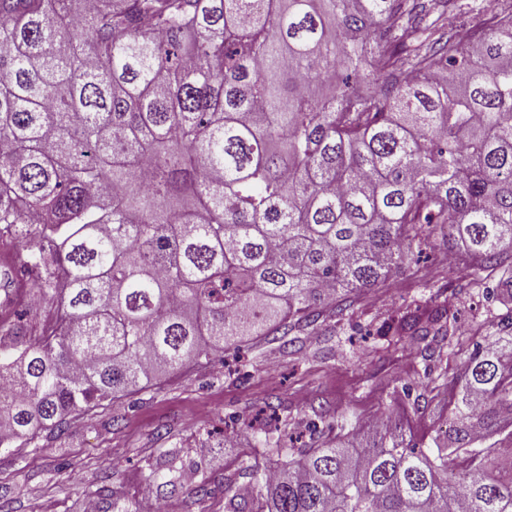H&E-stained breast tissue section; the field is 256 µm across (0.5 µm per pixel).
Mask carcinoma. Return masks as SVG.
<instances>
[{"label":"carcinoma","mask_w":512,"mask_h":512,"mask_svg":"<svg viewBox=\"0 0 512 512\" xmlns=\"http://www.w3.org/2000/svg\"><path fill=\"white\" fill-rule=\"evenodd\" d=\"M431 9L0 0V241L37 299L0 328V451L321 303L343 316L426 224L512 274V4L490 34ZM455 319L397 330L442 349ZM434 389L428 444L389 417L305 448L265 432L276 466L245 465L224 512H512V334Z\"/></svg>","instance_id":"carcinoma-1"}]
</instances>
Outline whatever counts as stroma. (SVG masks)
I'll use <instances>...</instances> for the list:
<instances>
[{
    "instance_id": "1",
    "label": "stroma",
    "mask_w": 512,
    "mask_h": 512,
    "mask_svg": "<svg viewBox=\"0 0 512 512\" xmlns=\"http://www.w3.org/2000/svg\"><path fill=\"white\" fill-rule=\"evenodd\" d=\"M485 0H457L438 26L489 31ZM465 255L449 261L430 243L391 284L372 289L341 319L320 318L296 334L295 352L280 342L245 338L219 362L166 374L147 389L70 418L64 432L40 431L31 443L0 452V512H83L87 494L110 487L135 512H224V491L243 484L241 459L266 463L253 439L226 445L224 435L258 417L277 416L290 434L318 421L327 434L369 424L382 413L433 435L448 415L446 396L421 387L426 372L455 377L475 343L499 334L512 316V288L501 273L473 284ZM448 307L457 316L451 354L411 348L399 339L400 317ZM176 480L163 502L144 496L149 467ZM207 481L208 498L196 496Z\"/></svg>"
}]
</instances>
